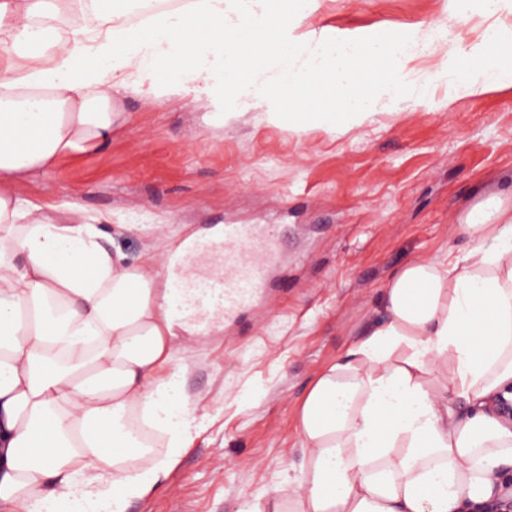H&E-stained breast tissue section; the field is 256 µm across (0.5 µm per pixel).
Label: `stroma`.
I'll list each match as a JSON object with an SVG mask.
<instances>
[{"mask_svg":"<svg viewBox=\"0 0 512 512\" xmlns=\"http://www.w3.org/2000/svg\"><path fill=\"white\" fill-rule=\"evenodd\" d=\"M448 0H319L301 31L434 41L399 78L395 103L359 126L225 124L145 96L121 98L129 125L103 149L17 185L20 196L77 201L111 216L109 248L135 264L169 238L224 224L276 225V287L262 305L212 329L182 389L207 415L178 466L128 512H242L301 467L296 408L314 376L376 315L381 288L413 257L443 259L469 239L457 227L479 197L512 188V87L457 94L449 46L484 47L491 20L449 22ZM452 25L451 41L437 38ZM164 231H157V224Z\"/></svg>","mask_w":512,"mask_h":512,"instance_id":"1","label":"stroma"}]
</instances>
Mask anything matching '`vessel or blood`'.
Listing matches in <instances>:
<instances>
[{
  "label": "vessel or blood",
  "instance_id": "vessel-or-blood-1",
  "mask_svg": "<svg viewBox=\"0 0 512 512\" xmlns=\"http://www.w3.org/2000/svg\"><path fill=\"white\" fill-rule=\"evenodd\" d=\"M273 225L224 227V317L233 319L267 288L275 259Z\"/></svg>",
  "mask_w": 512,
  "mask_h": 512
}]
</instances>
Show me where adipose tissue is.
Segmentation results:
<instances>
[{
	"mask_svg": "<svg viewBox=\"0 0 512 512\" xmlns=\"http://www.w3.org/2000/svg\"><path fill=\"white\" fill-rule=\"evenodd\" d=\"M189 0L130 20L123 0H0V512H127L177 464L203 415L181 378L208 330L177 316L172 270L197 237L127 264L102 217L52 212L16 185L108 145L145 92L216 123L299 105L360 124L432 41L297 34L318 0ZM461 63L457 88L512 85V31ZM470 245L391 274L377 319L296 409L288 492L246 512H461L512 466L487 397L512 379V197L461 216Z\"/></svg>",
	"mask_w": 512,
	"mask_h": 512,
	"instance_id": "ef3b65f1",
	"label": "adipose tissue"
}]
</instances>
